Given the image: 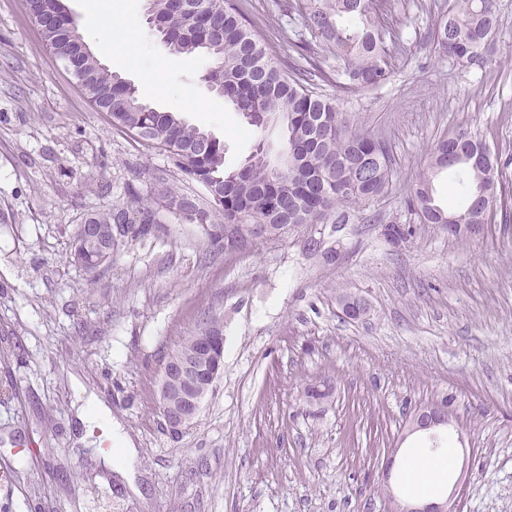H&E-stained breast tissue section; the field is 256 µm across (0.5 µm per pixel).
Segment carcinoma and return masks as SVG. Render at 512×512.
Returning a JSON list of instances; mask_svg holds the SVG:
<instances>
[{
    "instance_id": "1",
    "label": "carcinoma",
    "mask_w": 512,
    "mask_h": 512,
    "mask_svg": "<svg viewBox=\"0 0 512 512\" xmlns=\"http://www.w3.org/2000/svg\"><path fill=\"white\" fill-rule=\"evenodd\" d=\"M30 15L41 24L43 44L54 55L79 61V89L112 126L168 154L173 165L207 187L217 185L222 203L169 191L166 208L180 219L199 224L214 244L225 224H267L269 239L299 224H351L356 207L389 191L392 162L380 140L342 116L338 99L310 90L314 81L338 91L367 90L391 77L390 32L378 0H293L289 17H299L304 31L288 40V71L273 65L270 47L248 28L234 0H149L151 14L165 27L158 36L168 51L190 59L207 57L204 80L223 87L220 98L241 113L249 126L263 132L283 130L282 144L271 153L259 144L237 169L224 167V142L186 123L175 112L157 111L139 99L137 88L110 72L85 44L63 0H26ZM497 17L493 0H455L435 30V49L472 66L487 61L493 48ZM332 57L346 64L333 67ZM146 129L148 136L139 131ZM462 154L454 168L460 177L448 206L432 193L431 176L448 169V158ZM501 157L477 135L459 132L430 149L429 175L412 185L409 206L423 224H446L453 236L472 237L488 223L485 199L497 203ZM84 223L100 234L87 238L76 227L71 260L82 269L102 261L112 249L111 231L137 240L155 223L154 207L139 192L110 209L92 211Z\"/></svg>"
}]
</instances>
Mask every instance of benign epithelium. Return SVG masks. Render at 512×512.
Returning <instances> with one entry per match:
<instances>
[{
  "label": "benign epithelium",
  "mask_w": 512,
  "mask_h": 512,
  "mask_svg": "<svg viewBox=\"0 0 512 512\" xmlns=\"http://www.w3.org/2000/svg\"><path fill=\"white\" fill-rule=\"evenodd\" d=\"M341 309L356 319L370 313L367 304L353 294L339 299ZM199 346L191 359L174 357L160 369L158 401L163 406V420L167 432L179 437L195 422L201 404L212 389L224 368L223 332L203 331ZM455 425L448 409L439 404H428L415 409L407 424V433L443 430ZM464 480L453 484L448 497L440 502L421 505L408 503L397 512H458Z\"/></svg>",
  "instance_id": "benign-epithelium-1"
}]
</instances>
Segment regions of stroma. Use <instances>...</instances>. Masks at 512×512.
<instances>
[{
    "label": "stroma",
    "mask_w": 512,
    "mask_h": 512,
    "mask_svg": "<svg viewBox=\"0 0 512 512\" xmlns=\"http://www.w3.org/2000/svg\"><path fill=\"white\" fill-rule=\"evenodd\" d=\"M106 68L159 111L223 140L239 166L256 137L215 96L205 63L169 53L134 0H112L123 50L101 48L86 0H63ZM453 0H383L391 78L337 93L342 112L393 158L392 188L368 221L302 224L241 249L213 245L168 211L154 232L112 246L96 276L74 266L69 238L88 212L160 203L168 190L207 198L166 152L113 127L43 46L26 0H0V512H393L421 488L393 471L390 450L428 447L403 435L415 408L453 397L469 448L462 512H512V0H495L493 56L469 67L434 50ZM288 0H238L256 34L288 65ZM164 70V91L144 70ZM191 88L209 112L185 111ZM465 129L501 158V194L483 233L420 223L406 201L440 138ZM389 224L411 226L400 244ZM320 240L319 251L307 239ZM370 314L353 321L337 299ZM221 318L224 373L194 425L171 437L157 408L168 353ZM327 385L329 397L309 398ZM109 409L123 449L104 463L88 399Z\"/></svg>",
    "instance_id": "35a3bbf8"
}]
</instances>
